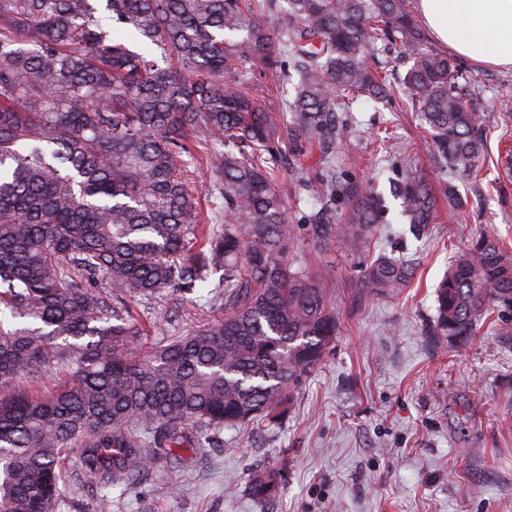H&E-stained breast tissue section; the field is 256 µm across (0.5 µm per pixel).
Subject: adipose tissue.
I'll return each instance as SVG.
<instances>
[{"mask_svg": "<svg viewBox=\"0 0 512 512\" xmlns=\"http://www.w3.org/2000/svg\"><path fill=\"white\" fill-rule=\"evenodd\" d=\"M435 39L476 63L512 68V0H418Z\"/></svg>", "mask_w": 512, "mask_h": 512, "instance_id": "obj_1", "label": "adipose tissue"}]
</instances>
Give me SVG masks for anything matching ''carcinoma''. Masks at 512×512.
<instances>
[{"instance_id": "cac0c4a2", "label": "carcinoma", "mask_w": 512, "mask_h": 512, "mask_svg": "<svg viewBox=\"0 0 512 512\" xmlns=\"http://www.w3.org/2000/svg\"><path fill=\"white\" fill-rule=\"evenodd\" d=\"M411 0H0V512H55L78 448L91 512H111L158 460L204 453L227 427L275 422L338 335L323 288L288 264L277 169L286 152L335 146L359 99L394 94L362 55L398 41L403 78L433 149L476 172L483 124L447 56L428 49ZM264 66L291 99L251 79ZM220 142L215 149L211 140ZM331 152L315 181L313 231L366 246L384 204L336 180ZM205 159L207 216L193 202ZM394 190L411 224L437 217L425 175ZM350 212L336 218V197ZM224 271L214 284L209 270ZM406 260L381 254L361 285L395 295ZM208 290L224 316L143 355L133 300ZM512 310V254L492 236L454 256L436 289L435 330L460 341ZM71 370L61 391L3 395L24 373ZM281 473L257 470L248 494L273 500Z\"/></svg>"}]
</instances>
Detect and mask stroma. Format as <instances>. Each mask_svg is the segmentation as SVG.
<instances>
[{
    "label": "stroma",
    "instance_id": "obj_1",
    "mask_svg": "<svg viewBox=\"0 0 512 512\" xmlns=\"http://www.w3.org/2000/svg\"><path fill=\"white\" fill-rule=\"evenodd\" d=\"M474 90L487 138L470 176L446 172L403 94L356 104L336 141V177L389 193L406 167L426 174L435 196L454 185L459 213L416 227L396 201L369 250L410 260L416 273L395 296L358 292L364 258L320 242L300 187L317 154L279 170L294 240L288 253L324 288L339 316L336 346L307 373L280 423L225 430L223 445L177 463L158 461L141 484L113 490L112 512H512V338L498 311L474 336L435 335L436 286L457 251L492 235L512 251V68L456 59ZM207 294L180 303L142 299L133 315L142 350L221 317ZM281 467L277 497L259 504L246 487L255 466Z\"/></svg>",
    "mask_w": 512,
    "mask_h": 512
}]
</instances>
